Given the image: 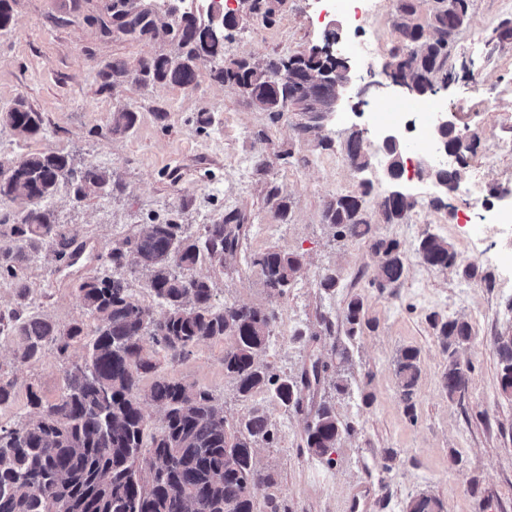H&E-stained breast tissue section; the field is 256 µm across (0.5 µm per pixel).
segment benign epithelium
<instances>
[{
    "label": "benign epithelium",
    "instance_id": "benign-epithelium-1",
    "mask_svg": "<svg viewBox=\"0 0 512 512\" xmlns=\"http://www.w3.org/2000/svg\"><path fill=\"white\" fill-rule=\"evenodd\" d=\"M340 36L323 40L321 44L312 45L300 52V56H310L316 61L322 62V65L308 72V80L302 86H298L290 91L286 96L288 111L303 112L309 115L311 123L303 126V130L320 128V122L329 113L336 111V106L343 99V94L350 88H356L354 96L348 97V100L358 98L359 103H365V97L374 90H380L390 86L400 89L403 93L417 98L421 96L418 88L408 79H402L395 75L390 65V59L384 58L378 71L368 70V81L355 87L352 66L348 58L342 56L336 44ZM329 84L336 89V98L321 105L312 98V87ZM458 113L441 112L437 116L433 126L432 135L440 155H446L459 161L462 159V150L466 148L464 137H457L454 147H449L445 134L458 129Z\"/></svg>",
    "mask_w": 512,
    "mask_h": 512
}]
</instances>
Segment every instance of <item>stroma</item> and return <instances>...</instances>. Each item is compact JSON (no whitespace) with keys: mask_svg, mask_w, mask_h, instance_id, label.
Segmentation results:
<instances>
[{"mask_svg":"<svg viewBox=\"0 0 512 512\" xmlns=\"http://www.w3.org/2000/svg\"><path fill=\"white\" fill-rule=\"evenodd\" d=\"M111 0H12L13 25L0 31V113L22 99L44 120L42 137L23 140L0 124V156L18 159L43 149L69 153L75 162L93 163L111 172L121 191L99 192L72 200L69 184H61L51 200L58 223L64 224L93 252L81 270L56 267L47 250L28 251L26 276L30 312L65 328L85 320L76 286L101 273L97 254L113 241L131 236L147 224L173 222L185 235L198 236L204 225L224 214H246L236 258L221 268L198 266L213 283L216 304L237 302L276 310L270 344L262 361L273 372L297 376L312 363L328 364L321 384L307 391L301 409H287L268 393L242 399L224 375L221 342L198 345L188 360L160 359L159 373L173 380L213 390L224 417L238 426L250 406L262 407L275 431L273 444H259L255 460L272 476L255 492L257 512L282 503L290 512H351L350 497L371 484L372 512H403L421 493L439 498L445 512H512V399L500 395L499 364L494 341L512 336V244L485 224L459 225L473 195L487 199L512 191V43L497 44L493 31L512 20V0H471L470 20L458 32L450 62L456 79L438 97L458 111L474 150L464 152L458 168L462 180L448 207L432 204L435 189L428 178L405 183L415 207L402 224H380L379 237L400 242L407 275L395 288H371L361 269L372 266L367 243L338 239L323 222L326 202L336 194L371 183L369 205L392 189L379 162L362 171L348 162V135L370 130V112L406 102V95L368 96L361 113L342 105L329 114L321 130L299 135L306 115L275 116L258 110L237 89L214 79L210 65L199 67L191 90L170 85H142L132 76L104 90L97 73L112 59L130 67L172 51L165 39L129 42L102 33ZM399 0H375L374 17L365 29L351 26L340 14L311 24L315 0H286L274 27L257 23L234 33L226 45L231 56H287L321 42L326 32H341V52L359 61L365 43L375 45L371 66H379L401 35L394 26ZM133 110L132 129L113 134L112 114ZM165 112L158 121L157 112ZM334 141L332 151L317 142ZM292 159H284V151ZM275 182L291 202L280 220L264 197ZM444 238L465 261L481 266L484 279L466 280L455 271L425 265L417 251L420 239ZM303 254L305 265L284 296L269 292L251 259L268 248ZM339 269L342 286L323 293L320 274ZM363 296L374 327L349 338L342 311L351 295ZM461 318L475 340L460 352L472 364L464 403L449 401L441 376L447 356L428 322L430 314ZM407 346L419 349L421 374L416 389L417 421L404 413L395 376V361ZM347 350L348 363L338 353ZM12 345L0 340V375L15 379L17 398L0 413L1 422L28 420L26 387L34 385L46 399L63 386L64 363L54 348L37 362L14 367ZM348 385L339 394L336 378ZM330 402L342 423L354 426L335 453L334 464L310 455L304 431L320 402ZM477 484L481 497L469 492Z\"/></svg>","mask_w":512,"mask_h":512,"instance_id":"stroma-1","label":"stroma"}]
</instances>
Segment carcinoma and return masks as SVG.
I'll return each instance as SVG.
<instances>
[{
	"label": "carcinoma",
	"mask_w": 512,
	"mask_h": 512,
	"mask_svg": "<svg viewBox=\"0 0 512 512\" xmlns=\"http://www.w3.org/2000/svg\"><path fill=\"white\" fill-rule=\"evenodd\" d=\"M284 0H252L238 17L201 20L188 14L176 30L158 24L157 10L143 0H112L111 22L102 24L107 36L128 41L162 38L176 46L140 64V83L187 88L197 84L198 64L208 62L215 79L245 94L258 109L281 114L282 93L267 82L269 71L283 62L281 56L255 58L228 56L226 42L233 31L253 21L270 25ZM456 7H437L420 21V0H400L395 27L402 35L389 49L398 76L413 81L426 93L448 84L452 72L448 60L460 28L470 19V0H454ZM128 74V63L114 58L98 73L101 89ZM0 122L27 140L43 131L41 114L20 101L0 113ZM136 122V112L112 113V133L123 134ZM351 166L367 168L371 153L362 132L351 133L346 142ZM73 174L74 196L82 200L91 192L114 191L120 184L110 174L88 163L74 166L72 157L59 151H37L18 160L0 157V201L28 205L25 220L0 214V281L14 288L15 306L0 312V335L13 344V363L22 367L37 359L47 345L56 346L65 358L69 350H82V364L64 371L61 393L45 400L29 385L27 404L32 418L26 423H0V512H255L254 491L270 481L254 462L259 442L274 438L272 423L261 407H252L238 428H229L224 409L212 390L158 374L153 355L159 352L172 362L182 361L206 341L229 340L224 350V374L247 399L267 391L285 408L298 409L303 392L319 383L321 369L298 377L276 375L260 362L269 345L277 319L273 309L262 310L238 303L217 305L212 282L196 274L205 259L224 266L237 255L240 231L246 215L229 211L214 224L204 226L197 237L182 235L181 225L147 224L132 236L117 239L103 253L102 266L115 270L83 279L77 288L91 323L76 322L66 329L50 319L28 312L27 258L13 248L22 242L33 250L48 246L53 260L71 264L77 238L55 223L53 211L44 206L62 182L61 171ZM371 185L340 193L325 206V224L335 235L364 240L375 257L369 284L383 292L406 277L403 250L396 240L381 238L369 213L366 197ZM265 199L275 202L277 214L286 218L288 197L273 182L266 184ZM414 202L409 197L385 199L379 219L387 224L404 222ZM423 263L435 270L453 269L464 279L481 276L474 263L460 265L448 242L435 235L418 244ZM260 267L264 285L271 293L288 292L304 267L303 255L268 248L252 259ZM144 279L164 308L161 316L133 298L129 280L116 271ZM342 276L328 269L318 288L336 292ZM364 299L353 295L343 309L347 335L355 337L370 326L365 319ZM448 365L442 375L450 401L463 399L471 365H461L458 351L474 338L471 324L458 318L429 317ZM499 391L512 399V337L496 342ZM151 385L143 387L147 376ZM395 375L401 402L415 418V390L420 375V351L403 348L396 360ZM17 396L16 381L0 377V412ZM163 409V423L153 426L144 405ZM352 428L343 424L334 408L323 402L305 428V447L328 464L344 435ZM404 512H445L444 504L431 494L410 498Z\"/></svg>",
	"instance_id": "obj_1"
}]
</instances>
